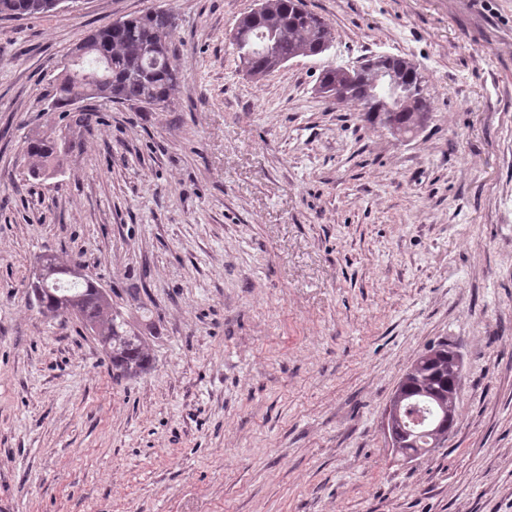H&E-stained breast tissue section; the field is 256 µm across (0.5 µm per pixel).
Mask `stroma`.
Returning a JSON list of instances; mask_svg holds the SVG:
<instances>
[{
  "label": "stroma",
  "mask_w": 512,
  "mask_h": 512,
  "mask_svg": "<svg viewBox=\"0 0 512 512\" xmlns=\"http://www.w3.org/2000/svg\"><path fill=\"white\" fill-rule=\"evenodd\" d=\"M304 3L333 48L260 79L231 41L257 0L0 18V512H512V0ZM153 10L177 18L168 110L51 111L80 39ZM382 54L426 80L406 142L315 91ZM42 253L81 261L149 371L114 379L79 319L40 312ZM441 340L456 422L407 460L384 410ZM26 155L31 163V173L35 177L55 171L59 166L57 142L46 134H36L27 141Z\"/></svg>",
  "instance_id": "stroma-1"
}]
</instances>
